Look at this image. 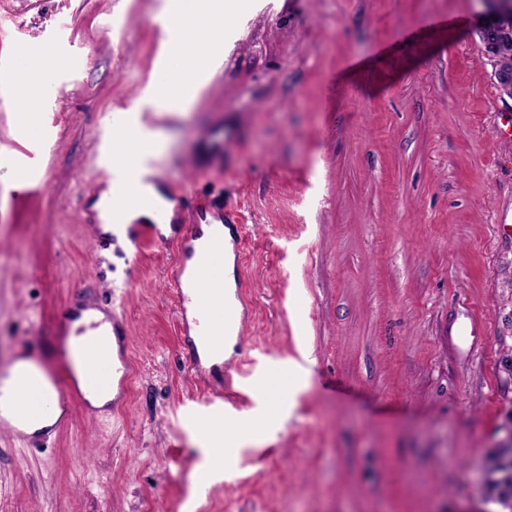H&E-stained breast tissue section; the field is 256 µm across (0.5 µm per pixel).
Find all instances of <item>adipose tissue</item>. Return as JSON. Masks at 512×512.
Here are the masks:
<instances>
[{"mask_svg":"<svg viewBox=\"0 0 512 512\" xmlns=\"http://www.w3.org/2000/svg\"><path fill=\"white\" fill-rule=\"evenodd\" d=\"M239 10L237 0H168L171 21L168 46L177 77L156 94L155 105L160 111L173 113L198 93L201 79L208 73L213 57L223 50L224 25L231 22ZM115 160L123 172L109 182L96 203L106 225L127 224L134 220L159 222L169 219L170 213L156 182L142 181L129 188L126 167L133 156L157 154L163 149L162 140L154 133L130 121H122L116 131ZM83 337L67 341L66 356L78 386L85 398L100 406L110 401L111 391L92 389L93 374L111 378L112 365L117 360V345L109 343L106 361L99 371H92L84 362L81 346ZM34 383L37 391L49 390L46 373L30 360L14 361L0 378V417L14 421L22 411L15 402L20 385Z\"/></svg>","mask_w":512,"mask_h":512,"instance_id":"1","label":"adipose tissue"}]
</instances>
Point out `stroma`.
Masks as SVG:
<instances>
[{
  "label": "stroma",
  "instance_id": "stroma-1",
  "mask_svg": "<svg viewBox=\"0 0 512 512\" xmlns=\"http://www.w3.org/2000/svg\"><path fill=\"white\" fill-rule=\"evenodd\" d=\"M486 0H245L185 111L141 100L168 61L167 0H0V61L69 62L37 137L0 89V372L67 370L72 307L131 340L112 404L73 400L44 438L0 425V512H499L482 477L512 445V99L478 37ZM184 183L248 224L242 329L224 376L181 358L172 243L102 240L100 138L130 106ZM31 159L40 185L14 187ZM224 431L276 418L206 464ZM209 465L206 482L196 472ZM196 440L201 449L207 454H217L219 458L223 461L224 456L230 455L235 448H232L236 442V437H232L231 435H225L224 441L220 442L219 448L215 447V442L213 437L207 427H201L197 432ZM225 446V448H223Z\"/></svg>",
  "mask_w": 512,
  "mask_h": 512
}]
</instances>
